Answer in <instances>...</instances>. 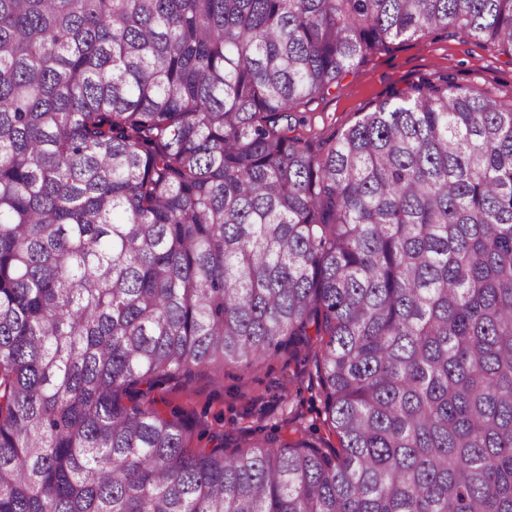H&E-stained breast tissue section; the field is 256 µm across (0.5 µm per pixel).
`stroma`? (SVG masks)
<instances>
[{"label": "stroma", "mask_w": 512, "mask_h": 512, "mask_svg": "<svg viewBox=\"0 0 512 512\" xmlns=\"http://www.w3.org/2000/svg\"><path fill=\"white\" fill-rule=\"evenodd\" d=\"M447 75L456 85L512 103V59L481 40L430 33L395 40L387 52L356 61L328 92L305 105L306 132L326 137L353 125L392 90L424 76ZM153 396L193 425L191 447H246L262 427L299 417L317 422L322 411L313 361L306 347L259 362L199 369L189 379H162Z\"/></svg>", "instance_id": "35a3bbf8"}]
</instances>
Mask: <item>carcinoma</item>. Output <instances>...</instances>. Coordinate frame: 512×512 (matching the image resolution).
I'll use <instances>...</instances> for the list:
<instances>
[{
	"instance_id": "obj_1",
	"label": "carcinoma",
	"mask_w": 512,
	"mask_h": 512,
	"mask_svg": "<svg viewBox=\"0 0 512 512\" xmlns=\"http://www.w3.org/2000/svg\"><path fill=\"white\" fill-rule=\"evenodd\" d=\"M512 0H0V512H512V104L295 111ZM315 337L338 447L141 390Z\"/></svg>"
}]
</instances>
